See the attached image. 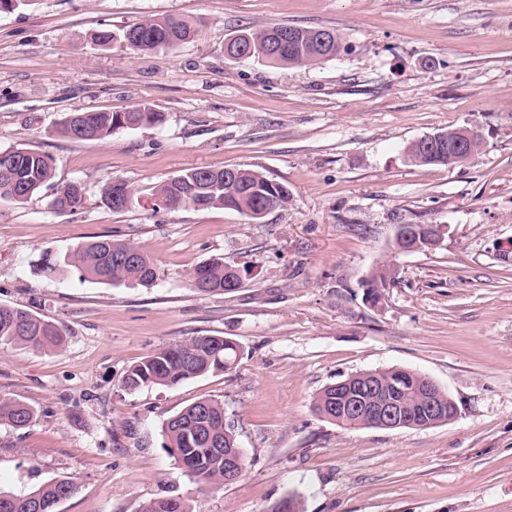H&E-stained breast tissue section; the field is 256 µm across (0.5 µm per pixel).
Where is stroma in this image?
I'll list each match as a JSON object with an SVG mask.
<instances>
[{
	"instance_id": "35a3bbf8",
	"label": "stroma",
	"mask_w": 512,
	"mask_h": 512,
	"mask_svg": "<svg viewBox=\"0 0 512 512\" xmlns=\"http://www.w3.org/2000/svg\"><path fill=\"white\" fill-rule=\"evenodd\" d=\"M200 21L194 40L139 54L90 44L166 16ZM331 29L347 50L312 67L233 60L229 38L274 24ZM147 105L161 125L73 141L77 109ZM473 127L465 165L418 166L406 146ZM50 155L55 180L86 201L53 209L52 189L0 200V304L60 324L61 348L0 346V397L29 427L0 424V488L61 477L58 512H141L179 496L193 512H269L291 493L305 512H512V0H29L0 11V151ZM193 167L257 170L288 187L287 208L152 211L151 189ZM120 179L138 200L100 202ZM441 224V247L393 249L398 225ZM102 238L152 257L148 286L47 276ZM240 269L232 294L204 295L194 270ZM390 262L378 306L363 280ZM235 342L233 371L130 393L121 379L156 350L197 336ZM399 367L445 388L457 417L429 429L344 428L315 413L326 385ZM214 399L245 458L241 478L202 494L165 446L164 421ZM33 419L31 408L14 399L0 398V423L5 421L14 429H25Z\"/></svg>"
}]
</instances>
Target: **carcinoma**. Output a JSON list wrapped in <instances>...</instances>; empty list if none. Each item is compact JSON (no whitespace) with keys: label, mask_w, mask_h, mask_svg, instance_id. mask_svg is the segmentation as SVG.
Returning a JSON list of instances; mask_svg holds the SVG:
<instances>
[{"label":"carcinoma","mask_w":512,"mask_h":512,"mask_svg":"<svg viewBox=\"0 0 512 512\" xmlns=\"http://www.w3.org/2000/svg\"><path fill=\"white\" fill-rule=\"evenodd\" d=\"M274 27L241 31L229 40L227 55L237 59L239 45L253 48L252 57L275 64L298 67L315 65L320 57H334L345 50L340 34L327 50L317 42V29L295 27L296 40L278 57L262 54ZM133 34L128 48L135 52H150L171 48L170 37L180 34L194 37L196 26L174 17L145 19L131 24L117 34L102 28L92 34V42L104 47L115 38ZM162 122V114L144 105L131 112H92L77 110L69 113L60 125V132L76 141L105 140L119 128L153 126ZM483 148V140L473 138L466 152L454 149L431 151L424 144L412 141L406 147L408 157L421 166H461ZM54 168L47 155L26 148L0 152V200L25 203L42 189L55 186L52 207L60 211H74L85 203V188L78 181L54 185ZM136 192L124 181L114 180L102 191V203L114 211L129 208ZM152 209L168 210L191 207L198 210L223 208L236 211L250 219L268 203L279 208L291 202V193L281 183L262 172L244 169L233 182L224 180V170L191 168L154 187L151 193ZM411 236L400 243L404 248L429 251L441 245V240L430 241L421 224H410ZM48 274L75 272L82 280L103 284L136 283L146 285L156 279V267L141 246L131 241L94 240L76 248L61 263L47 264ZM233 276L223 259H213L198 267L191 277V286L199 293L222 294L224 283ZM395 283V268L389 263L377 266L364 280L365 301L373 306L384 300L386 291ZM63 334L58 324L45 320L31 311L9 305H0V345L21 343L35 350L58 347ZM238 359L237 344L222 336H199L186 344L159 349L130 369L122 378V386L135 391L142 387L176 386L209 372H227ZM419 373L402 368H384L356 372L343 378L354 385L370 382L402 380L406 391L403 400L408 413L420 412L421 398L415 391ZM316 412L340 426L364 427L367 419L350 412H336V389L325 386L315 397ZM33 419L31 408L14 399L0 398V423L6 422L19 430L29 426ZM166 447L170 449L199 490L205 491L224 485V451L238 447L236 435L226 423L224 405L215 400H198L163 424ZM74 494V485L60 478L23 493L0 491V512H57L58 504ZM142 512H191L185 499L179 496L162 497L146 503Z\"/></svg>","instance_id":"1"}]
</instances>
